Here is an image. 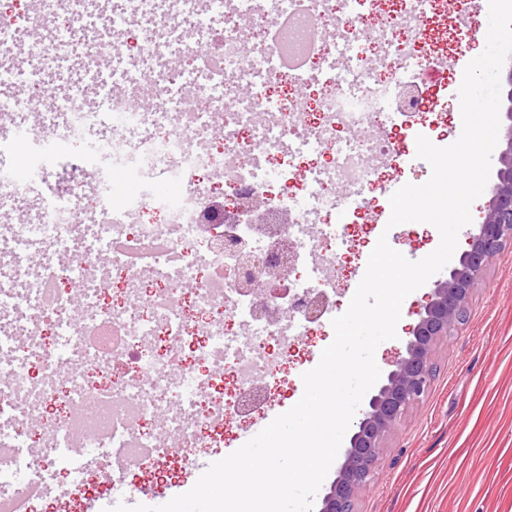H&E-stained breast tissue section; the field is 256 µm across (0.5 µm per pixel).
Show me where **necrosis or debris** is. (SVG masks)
I'll return each mask as SVG.
<instances>
[{"instance_id":"4bbe7bcc","label":"necrosis or debris","mask_w":512,"mask_h":512,"mask_svg":"<svg viewBox=\"0 0 512 512\" xmlns=\"http://www.w3.org/2000/svg\"><path fill=\"white\" fill-rule=\"evenodd\" d=\"M442 0H225L222 27L201 12L177 61L157 64L146 38L145 74L113 92L106 112L73 85L64 138L27 146L43 184L37 223L0 227V506L26 512L57 478L92 487L87 455L145 470L165 454L156 419L184 455L222 432L233 396L258 392L281 366L277 347L329 310L356 217L383 180L394 147L378 128L427 111L421 84L439 54L425 24ZM127 54L120 35L89 39L68 13L61 35L34 44L35 59ZM190 94L179 95L184 81ZM300 86L315 88L299 98ZM111 120V142L87 156L73 144ZM223 131L220 148L210 136ZM99 185L85 218L72 183ZM226 200H257L283 220L288 315L271 321L241 286L239 254L268 259L267 236L240 221L224 244L203 238L208 178ZM179 185L174 194L157 179ZM297 191H290V184ZM155 220H148V213ZM82 298L72 316L63 288ZM220 365L219 381L204 368Z\"/></svg>"}]
</instances>
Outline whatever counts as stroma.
<instances>
[{
	"mask_svg": "<svg viewBox=\"0 0 512 512\" xmlns=\"http://www.w3.org/2000/svg\"><path fill=\"white\" fill-rule=\"evenodd\" d=\"M52 27V19L34 15L19 31L14 73L0 84V99L25 97L34 81L62 98L79 82L87 87L90 104L100 106L111 58H99L90 71L76 54L36 75L27 69L29 45ZM453 76V71L442 72L428 87L432 110L424 118L423 133L434 142L454 143L462 131L461 119L448 110L460 87ZM439 242L436 228L416 222L395 226L388 235L389 245L412 261L430 254ZM333 338L331 325H311L308 336L284 353L270 396L228 418L214 447L189 459L169 451L171 482L157 483L136 468L96 464L94 490L73 493L61 483L49 489V499L66 504L68 512H104L112 505V485L119 481L132 489L135 503L147 506L189 491L202 473L201 462L222 459L256 423L301 399L303 373L318 364ZM433 362L436 374L428 391L383 440L373 480L357 499L355 512H512V241L488 266L467 303L463 324L436 343Z\"/></svg>",
	"mask_w": 512,
	"mask_h": 512,
	"instance_id": "35a3bbf8",
	"label": "stroma"
}]
</instances>
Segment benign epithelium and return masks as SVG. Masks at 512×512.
<instances>
[{
    "mask_svg": "<svg viewBox=\"0 0 512 512\" xmlns=\"http://www.w3.org/2000/svg\"><path fill=\"white\" fill-rule=\"evenodd\" d=\"M499 164L494 193L478 233L469 238L458 265L437 284L418 321L409 328L405 354L397 357L386 382L369 399L350 438L344 462L322 497L320 512H354L355 501L372 480L383 439L400 425L429 387L436 342L464 318L467 302L487 267L505 242L512 241V128ZM257 210L258 205L248 201H240L234 208L237 217L247 216L254 224L268 222L265 214L252 218ZM289 273L288 268L271 266L265 279L247 281L243 287L257 296L260 310L276 319L286 310L273 302L282 295L275 282L286 281Z\"/></svg>",
    "mask_w": 512,
    "mask_h": 512,
    "instance_id": "benign-epithelium-1",
    "label": "benign epithelium"
}]
</instances>
